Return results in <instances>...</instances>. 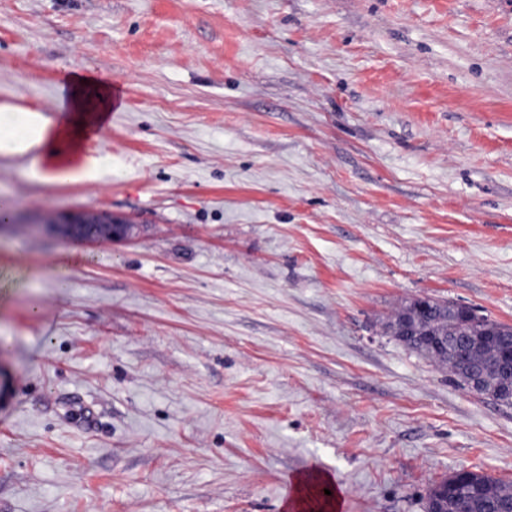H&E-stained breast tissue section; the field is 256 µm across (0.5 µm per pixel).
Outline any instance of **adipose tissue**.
Masks as SVG:
<instances>
[{
    "instance_id": "1",
    "label": "adipose tissue",
    "mask_w": 512,
    "mask_h": 512,
    "mask_svg": "<svg viewBox=\"0 0 512 512\" xmlns=\"http://www.w3.org/2000/svg\"><path fill=\"white\" fill-rule=\"evenodd\" d=\"M117 104L110 82L79 72L67 74L53 114L25 107L0 108V156L17 159L42 183L95 181L112 159L100 136Z\"/></svg>"
}]
</instances>
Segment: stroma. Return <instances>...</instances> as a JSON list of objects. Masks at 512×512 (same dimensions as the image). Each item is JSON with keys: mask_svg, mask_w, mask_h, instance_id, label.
<instances>
[{"mask_svg": "<svg viewBox=\"0 0 512 512\" xmlns=\"http://www.w3.org/2000/svg\"><path fill=\"white\" fill-rule=\"evenodd\" d=\"M71 70L124 103L99 181L0 157V512L512 485V406L383 329L419 296L512 325V0H0V105ZM62 209L139 236L29 230ZM324 483V484H332L333 478L328 473H322L319 471H313L310 474L306 475H296L293 477L292 484H293V490L294 494L291 497V499L287 502L285 508L291 510L292 504L295 507V511H303L307 510L306 507L308 505V495L306 494L305 497H303V491L305 488H308L311 481Z\"/></svg>", "mask_w": 512, "mask_h": 512, "instance_id": "stroma-1", "label": "stroma"}]
</instances>
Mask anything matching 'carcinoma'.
Here are the masks:
<instances>
[{
  "instance_id": "1",
  "label": "carcinoma",
  "mask_w": 512,
  "mask_h": 512,
  "mask_svg": "<svg viewBox=\"0 0 512 512\" xmlns=\"http://www.w3.org/2000/svg\"><path fill=\"white\" fill-rule=\"evenodd\" d=\"M419 315L421 322L437 333L450 339L490 336L489 346L482 350L468 351L470 363L481 371L494 376L496 354L500 353L502 342L499 328L501 323L488 315L477 312L474 315L460 314L448 308V302L435 300L422 311L416 310V301L411 299L391 316L385 324L387 332L404 318ZM439 485H433L427 493L425 512H499L512 499V488L487 475L471 471L468 476L448 487V495L438 494Z\"/></svg>"
}]
</instances>
